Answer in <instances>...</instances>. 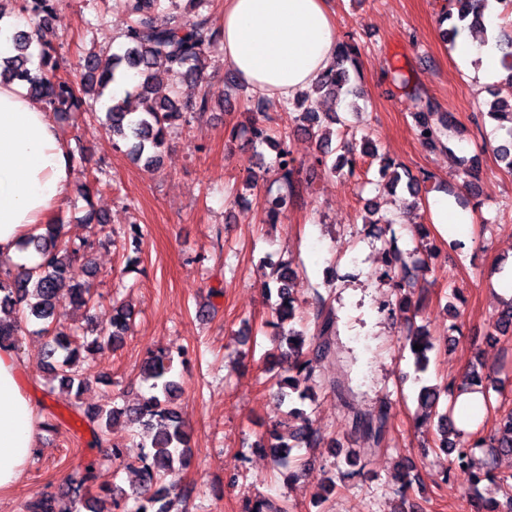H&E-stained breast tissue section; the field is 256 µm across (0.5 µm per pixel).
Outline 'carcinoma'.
<instances>
[{
	"label": "carcinoma",
	"mask_w": 512,
	"mask_h": 512,
	"mask_svg": "<svg viewBox=\"0 0 512 512\" xmlns=\"http://www.w3.org/2000/svg\"><path fill=\"white\" fill-rule=\"evenodd\" d=\"M488 6L489 0H452L457 12L442 13L441 21L451 22L443 36L455 39L463 31H473L480 24L483 11L477 2ZM131 23L123 34L124 45L119 53L88 52L79 66L80 82L63 77L60 71L63 62L59 60L55 47L40 42L37 53L40 59L38 73L32 74L28 67L30 36L18 30L13 36L16 55L0 65V83L21 81L28 85L32 97L44 104V109L56 121L66 119L68 113L83 106L84 96H104L111 84L127 73L135 77L134 91L143 99L142 111L133 112L127 98L109 97L105 107L104 125L112 136L128 144L129 153L144 165L160 166V150L167 139L178 129L190 125L193 120L210 110L214 93L203 85V68L206 56L222 45L221 31L212 27L208 16L211 0H188L191 12L187 15L168 14L159 16L161 0H123ZM21 14L38 21V28L48 27L58 0H11ZM357 48L349 43L338 44L336 66L325 72L311 90L301 94L300 106L303 111L294 117L297 127L317 137L320 155L315 161L326 163L330 153L332 132L330 125L336 123V114L318 111L322 96L329 95L334 101L349 96L358 97L355 87L359 78L357 69ZM163 69L188 86L197 88V94L189 100V107L181 103L183 92L180 87L171 89L170 95L162 100L151 98L152 82L158 70ZM413 102L412 117L415 122L417 139L427 149L446 146L453 137L455 118L439 111L438 103L430 96L414 88L408 92ZM487 116L506 129V139L496 147V153L512 171V103L495 101L489 104ZM267 117L257 112L242 133L250 135L252 141L263 144L273 142V131L266 124ZM274 169L284 186V192L264 202L268 221H276L293 204L299 184V169L295 164L286 139L276 143ZM339 160L329 168L332 174L347 179L359 176L356 149L347 143L340 146ZM379 175L387 180L389 188L400 183L411 197L418 193L417 179L409 173H400L392 161L380 158ZM90 237L71 238L63 232V225L48 224L45 232L32 235L21 243V249L33 250L39 261L30 267L0 262V312L7 310L16 315L12 320L0 319V348L17 349L21 324L35 322L39 332L48 337L45 348V363L51 381L58 387L80 395L90 381V374L83 367L82 352H96L106 347H117L133 326V312L125 305H112L110 325L98 329L94 336H79L66 332L53 324L54 310L63 299L78 307H88L92 301L91 289L81 283V262L93 248ZM384 275L405 279L409 266L421 267L425 260L420 251L404 252L396 237L384 242ZM270 275L278 283L273 310L279 328L277 349L286 361L278 374V400L288 402V415L297 420V426L282 434L272 428L267 438L258 447L270 457L274 466L288 474V480L297 477V468L302 466L298 451L302 448L319 446L324 437L314 428L310 413L304 408L310 391L319 383L316 362L327 358L332 351L331 337L336 335V318L322 297L315 299L313 312L314 330L309 333L284 324L295 318L293 289L295 272L288 263L267 260ZM423 349L416 350L414 345ZM405 345L413 357L415 372L424 374L429 367V352L434 345L426 333L416 331L405 337ZM141 377L149 383V395L140 399L131 408L85 406L76 400L71 411L93 431L96 446L110 449V456L122 462L127 468L138 467L142 485L132 495L121 493V500H113L122 512H173L176 498L172 497L176 478L190 463V430L178 409L177 401L182 393L180 382L172 375L171 356L154 355L141 366ZM461 390L449 382L441 385H423L418 391V405L422 419H437V447L446 452L457 451L458 465H470L477 448H484L492 460L512 456V410L501 414L498 428L488 437L473 438L456 427L453 421L455 406L447 411L439 409L441 395ZM122 416L131 418L147 429L148 442L141 443L147 452L135 460L126 459L119 445L109 437L112 423ZM390 421V406L380 405L376 414H356L349 421L350 433L360 435L374 447L385 439ZM100 475L94 465L85 467L81 478L70 484L69 491L76 503L83 502V491L96 484ZM400 497L407 498L414 478L409 467L400 465L392 476ZM134 501L128 507V500ZM24 512H57L55 497L35 495L26 501Z\"/></svg>",
	"instance_id": "obj_1"
}]
</instances>
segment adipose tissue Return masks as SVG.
I'll return each instance as SVG.
<instances>
[{
    "instance_id": "1",
    "label": "adipose tissue",
    "mask_w": 512,
    "mask_h": 512,
    "mask_svg": "<svg viewBox=\"0 0 512 512\" xmlns=\"http://www.w3.org/2000/svg\"><path fill=\"white\" fill-rule=\"evenodd\" d=\"M224 63L255 92L306 90L336 57L326 0H224ZM69 149L25 85L0 84V259L61 204L72 177ZM39 446L35 407L20 385L14 351L0 349V492L20 480Z\"/></svg>"
}]
</instances>
